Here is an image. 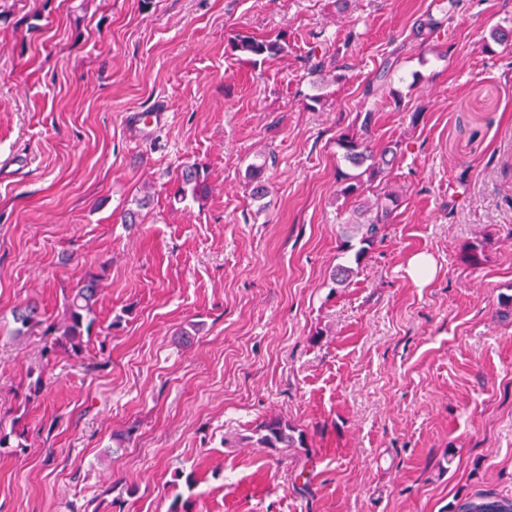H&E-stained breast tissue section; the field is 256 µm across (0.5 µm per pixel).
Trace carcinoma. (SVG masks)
<instances>
[{
    "instance_id": "1",
    "label": "carcinoma",
    "mask_w": 512,
    "mask_h": 512,
    "mask_svg": "<svg viewBox=\"0 0 512 512\" xmlns=\"http://www.w3.org/2000/svg\"><path fill=\"white\" fill-rule=\"evenodd\" d=\"M233 48L255 62L260 57L280 54L285 46L279 39L257 40L240 35L235 38ZM391 75V64L386 62L376 74L375 79L365 87L364 96L369 98L383 91L391 81ZM372 121L373 111L368 110L364 112L360 124L341 132L337 139V145L343 150L345 160L353 167H366V172L371 176L389 165L388 155L396 154V149L391 147L378 155L371 153L366 135L370 131ZM181 179L182 186L177 191V196L184 198L190 195L194 198H202L207 195V178L202 175L198 166L185 167L182 170ZM363 186L362 174H348L344 176L341 193L345 196L360 195L363 193ZM397 202L398 198L395 194L383 191L374 195L372 203L363 205L355 211L354 218L345 225V230L341 234L343 254L351 252L353 257L337 265L333 273V283L336 287L344 288L349 285L356 273V266L361 264L367 250L379 238L382 229L397 208ZM98 293L97 279L91 278L67 297L64 318L45 329L44 335L48 336V340L42 348L44 356H54L60 350L75 356L83 352L94 325V308L98 301ZM13 321L14 335H28L34 327L41 325L39 306L35 302H29L18 308L13 315ZM247 440L255 442L261 448L309 447L308 437L304 431L280 418L262 423L256 429L255 436H249ZM457 512H512V500L499 498L491 493L482 494L460 504Z\"/></svg>"
}]
</instances>
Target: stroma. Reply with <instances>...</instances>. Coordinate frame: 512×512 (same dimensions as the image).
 <instances>
[{"label": "stroma", "mask_w": 512, "mask_h": 512, "mask_svg": "<svg viewBox=\"0 0 512 512\" xmlns=\"http://www.w3.org/2000/svg\"><path fill=\"white\" fill-rule=\"evenodd\" d=\"M436 2L0 0V431L25 429L0 448V512L512 498V44L494 38L512 0H464L416 38ZM280 34L285 51L256 62L232 48ZM390 58L385 95L365 99ZM159 99L168 125L137 133L128 114ZM368 109L371 149H397L373 186L400 204L338 288L358 202L336 138ZM191 164L210 191L177 200ZM418 253L435 262L422 286L406 272ZM90 276L83 353L42 358ZM30 300L43 323L14 336ZM272 418L308 449L253 445Z\"/></svg>", "instance_id": "obj_1"}]
</instances>
